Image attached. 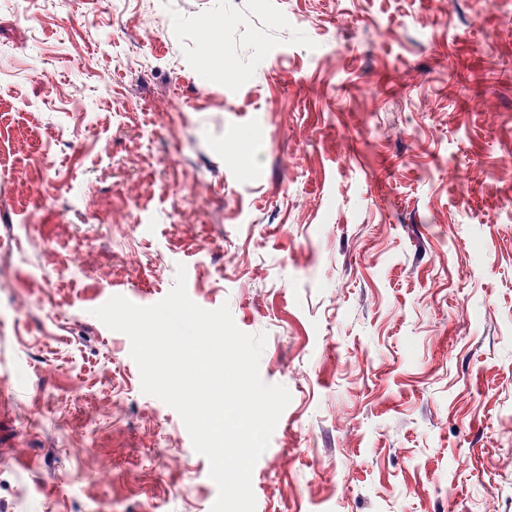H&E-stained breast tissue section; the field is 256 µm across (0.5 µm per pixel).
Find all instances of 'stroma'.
Segmentation results:
<instances>
[{
	"label": "stroma",
	"mask_w": 512,
	"mask_h": 512,
	"mask_svg": "<svg viewBox=\"0 0 512 512\" xmlns=\"http://www.w3.org/2000/svg\"><path fill=\"white\" fill-rule=\"evenodd\" d=\"M180 264L291 394L256 512H512V0H0V512H211L93 314Z\"/></svg>",
	"instance_id": "35a3bbf8"
}]
</instances>
